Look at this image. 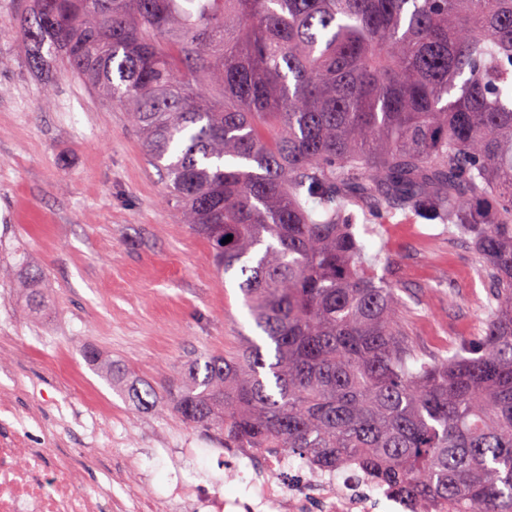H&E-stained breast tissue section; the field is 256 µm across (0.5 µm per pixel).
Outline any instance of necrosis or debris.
Here are the masks:
<instances>
[{"label": "necrosis or debris", "instance_id": "4bbe7bcc", "mask_svg": "<svg viewBox=\"0 0 512 512\" xmlns=\"http://www.w3.org/2000/svg\"><path fill=\"white\" fill-rule=\"evenodd\" d=\"M93 457L73 448L32 447L24 434H0V512H405L406 504L375 486L364 471L329 472L312 461L290 465L279 453L263 455L249 475L256 492L227 497L206 483L174 473L166 493L139 494L140 469L111 470L108 485H92ZM124 496L112 493L113 485Z\"/></svg>", "mask_w": 512, "mask_h": 512}]
</instances>
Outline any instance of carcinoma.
I'll use <instances>...</instances> for the list:
<instances>
[{"mask_svg":"<svg viewBox=\"0 0 512 512\" xmlns=\"http://www.w3.org/2000/svg\"><path fill=\"white\" fill-rule=\"evenodd\" d=\"M19 36L128 114L266 335L130 401L226 448L351 463L412 510L512 512V0H33ZM350 206L470 242L491 314L453 355L408 369Z\"/></svg>","mask_w":512,"mask_h":512,"instance_id":"1","label":"carcinoma"}]
</instances>
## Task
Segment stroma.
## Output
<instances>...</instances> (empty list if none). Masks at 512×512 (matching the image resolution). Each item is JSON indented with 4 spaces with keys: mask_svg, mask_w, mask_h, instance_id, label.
<instances>
[{
    "mask_svg": "<svg viewBox=\"0 0 512 512\" xmlns=\"http://www.w3.org/2000/svg\"><path fill=\"white\" fill-rule=\"evenodd\" d=\"M31 0H0V395L22 387L47 414L29 419L42 444L64 433L93 451L112 437V464H141V487L163 492L173 469L159 448L199 446L211 434L137 408L88 366L94 345L131 376L158 383L168 369L265 343L238 287L208 245L165 201L124 112L78 80L34 72L18 37ZM362 265L400 288L409 325L428 351L447 353L489 317L491 290L467 242L401 210L358 213ZM43 272L49 304L30 307L25 268Z\"/></svg>",
    "mask_w": 512,
    "mask_h": 512,
    "instance_id": "stroma-1",
    "label": "stroma"
}]
</instances>
